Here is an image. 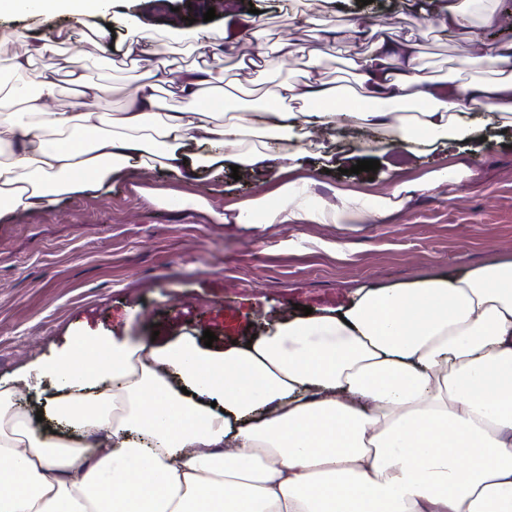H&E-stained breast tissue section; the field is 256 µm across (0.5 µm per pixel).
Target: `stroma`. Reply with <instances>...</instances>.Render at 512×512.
I'll use <instances>...</instances> for the list:
<instances>
[{
	"label": "stroma",
	"mask_w": 512,
	"mask_h": 512,
	"mask_svg": "<svg viewBox=\"0 0 512 512\" xmlns=\"http://www.w3.org/2000/svg\"><path fill=\"white\" fill-rule=\"evenodd\" d=\"M110 14L89 19L98 37H78L65 45L89 80L106 86L96 102L101 112H120L142 83L140 64L126 47L141 33L217 32L206 54L221 60V95L230 111H261L260 93L270 83L294 80L299 65L275 57L262 74L237 66L251 52L248 38L220 39L226 21H204L212 0H112ZM443 0H311L310 22L288 24L286 0H240L242 21L259 16L263 39L319 49L317 78L351 83L348 61L370 42L356 25L374 26L422 45L419 67L434 79L449 77L468 85L493 80L481 61L483 42L512 40V14L476 18L481 35L473 41L443 31ZM358 133L315 131L317 143L347 153L341 170L325 171L319 160L309 168L313 191L328 203L352 189L388 192L382 177L351 173L358 159L388 160L381 147L357 152ZM468 163L474 174L431 192L410 191L403 208L387 220L350 229L346 224H274L252 231L214 223L208 211L184 202L206 198L217 209L250 197L255 177L230 173L185 185L163 169L136 171L113 180L101 193L63 197L51 211L19 212L0 222V378L14 382L25 406L53 394V378L40 389L17 379L25 366L47 362L83 340L128 337L136 341L214 332L213 349L244 342L267 324L307 306L314 314L347 305L358 287L410 282L512 255V134L488 133L446 149L439 145L402 163L399 181L415 182L441 164ZM146 189L174 191L175 199L148 203Z\"/></svg>",
	"instance_id": "35a3bbf8"
}]
</instances>
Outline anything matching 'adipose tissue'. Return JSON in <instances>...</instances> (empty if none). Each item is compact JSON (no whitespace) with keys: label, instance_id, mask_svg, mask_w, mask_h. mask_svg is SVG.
<instances>
[{"label":"adipose tissue","instance_id":"ef3b65f1","mask_svg":"<svg viewBox=\"0 0 512 512\" xmlns=\"http://www.w3.org/2000/svg\"><path fill=\"white\" fill-rule=\"evenodd\" d=\"M108 0H0V20L105 12ZM500 0H446L443 30L473 34ZM146 80L121 115L93 110L82 84L68 109L0 103V219L53 209L149 163L189 184L235 165L270 175L268 193L225 205L217 223L368 224L403 206L389 194L310 191L311 130H365L416 151L475 136L480 116L512 127V42L490 46L497 81L461 86L421 74L414 39L375 38L351 59L361 104L299 80L265 87L264 111L214 108L219 72L183 73L184 107L155 90L169 62L132 41ZM57 35L12 61L18 97L56 101ZM413 103L395 114L392 104ZM60 393L36 432L0 380V512H512V259L407 283L361 286L341 311L278 322L221 351L195 337L162 345L83 341L50 362Z\"/></svg>","mask_w":512,"mask_h":512}]
</instances>
